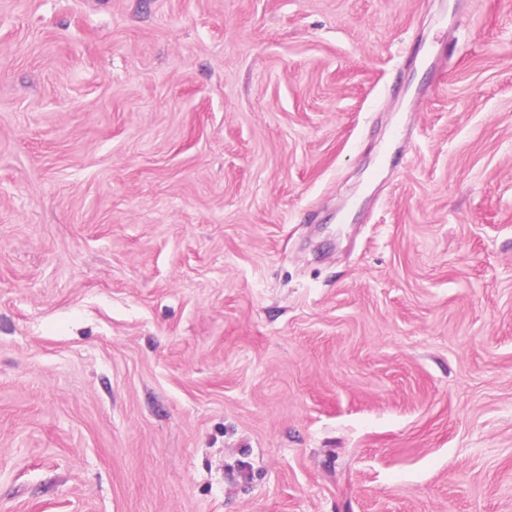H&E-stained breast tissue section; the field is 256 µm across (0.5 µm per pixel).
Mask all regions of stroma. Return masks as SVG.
Here are the masks:
<instances>
[{"mask_svg":"<svg viewBox=\"0 0 512 512\" xmlns=\"http://www.w3.org/2000/svg\"><path fill=\"white\" fill-rule=\"evenodd\" d=\"M0 512H512V0H0Z\"/></svg>","mask_w":512,"mask_h":512,"instance_id":"obj_1","label":"stroma"}]
</instances>
